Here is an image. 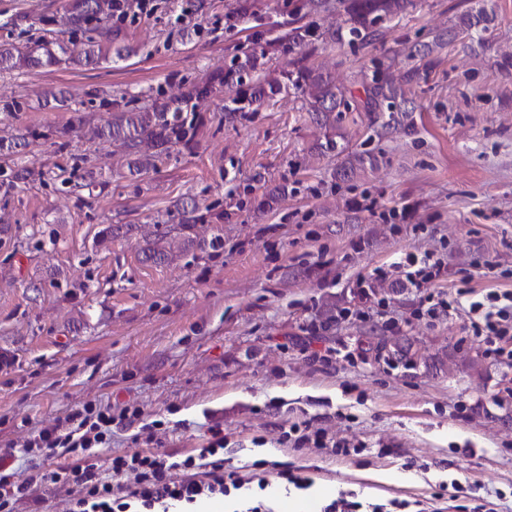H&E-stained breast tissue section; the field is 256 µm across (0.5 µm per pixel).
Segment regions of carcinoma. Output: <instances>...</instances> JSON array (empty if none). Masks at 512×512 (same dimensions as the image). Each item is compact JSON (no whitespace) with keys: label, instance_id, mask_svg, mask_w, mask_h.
<instances>
[{"label":"carcinoma","instance_id":"carcinoma-1","mask_svg":"<svg viewBox=\"0 0 512 512\" xmlns=\"http://www.w3.org/2000/svg\"><path fill=\"white\" fill-rule=\"evenodd\" d=\"M113 0H71L64 16V25L70 32H89L91 36L77 43L73 40H40L21 51L15 47L0 45V72L37 69L51 66L97 65L107 60L112 43L118 40V31L112 29ZM412 0H304L302 7L308 11H328L342 6L345 12V30L319 31L313 24L299 25V19L288 22V32L283 38L288 45L306 47L311 39L341 42H359L370 45L383 38V25L404 17ZM212 82L194 87L188 93L167 99L154 100L141 106L119 109L96 129V136L106 141H120L127 150V167L131 172L141 173L157 167V162L170 157L179 148L190 149L196 143L203 116L196 110V101L208 96ZM297 91L308 100L309 111L317 124L325 130V148L338 149L336 141V112H368L380 122L381 128L389 126V120L397 113L413 111L405 98L401 84L384 74L380 65L373 64L370 81L363 84V96L355 99L346 96L330 76L306 65L299 64L284 74L277 85L262 83L250 87V92L237 90L224 111L233 114L245 111L254 101L269 94L282 91ZM30 170L17 168L9 178L0 180V191L9 193L18 183L27 179ZM203 221L196 207L185 205L180 212V231L187 232ZM173 228L156 224L154 239L145 248V258L154 262L168 259L174 242L186 248L194 243L190 236L176 240Z\"/></svg>","mask_w":512,"mask_h":512}]
</instances>
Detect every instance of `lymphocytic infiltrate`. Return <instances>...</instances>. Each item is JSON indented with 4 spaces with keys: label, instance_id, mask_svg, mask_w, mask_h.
I'll use <instances>...</instances> for the list:
<instances>
[{
    "label": "lymphocytic infiltrate",
    "instance_id": "1",
    "mask_svg": "<svg viewBox=\"0 0 512 512\" xmlns=\"http://www.w3.org/2000/svg\"><path fill=\"white\" fill-rule=\"evenodd\" d=\"M403 282L422 290L421 305L428 318L436 319L464 313L471 336L483 346L487 356L512 360V291L489 290L468 301L448 300L428 292L427 287L447 276L448 266L430 253L408 252L395 262ZM390 270V271H393ZM390 271L378 270L379 278ZM135 422L128 408L83 404L68 417L70 428L58 433L43 428L25 444L24 453L63 448L82 455L90 448H102L110 441L114 420ZM210 439L198 455L182 458L167 452H135L118 455L111 462V476L105 477L95 465L75 466L68 476L78 488L70 512H171L176 506L190 507L204 499L222 498L241 505L242 512H271L260 497L266 489L265 478H258V493L248 494L249 483L224 469L227 437L220 425L209 429ZM208 461L210 469L198 474L199 461Z\"/></svg>",
    "mask_w": 512,
    "mask_h": 512
}]
</instances>
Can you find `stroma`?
<instances>
[{"label":"stroma","mask_w":512,"mask_h":512,"mask_svg":"<svg viewBox=\"0 0 512 512\" xmlns=\"http://www.w3.org/2000/svg\"><path fill=\"white\" fill-rule=\"evenodd\" d=\"M66 2L0 0V45L58 38ZM299 3L151 0L119 22L122 58L0 73V139L27 136L19 154H0V171H33L0 194V456L14 455L17 480L40 478L15 512H67L63 476L77 458L21 448L86 402L141 411L139 428L113 426L97 465L191 453L219 423L225 470L266 477L275 506L352 494L512 512V368L468 339L463 315L417 318L419 291L375 276L430 251L451 270L434 291L512 290V0H414L382 41L292 49L280 36ZM480 6L478 38L447 40ZM438 35L426 80L404 86L414 111L379 134L368 113L338 114L339 153L302 97L229 118L226 84L198 101L194 148L157 169L130 174L125 149L92 135L106 101L177 97L249 55L261 78L302 61L356 94L372 59ZM51 90L65 91L64 107L45 105ZM76 114L82 126L65 133ZM357 154L364 165L341 176ZM59 172L75 191L61 192ZM182 202L205 217L194 245L146 261L154 222L178 223ZM479 256L497 274L474 268ZM397 341L413 364L389 355ZM295 424L347 440L349 455L281 442ZM285 469L312 488L285 484Z\"/></svg>","instance_id":"obj_1"}]
</instances>
